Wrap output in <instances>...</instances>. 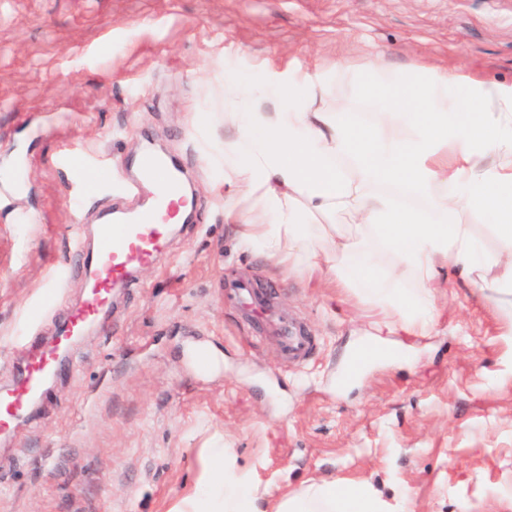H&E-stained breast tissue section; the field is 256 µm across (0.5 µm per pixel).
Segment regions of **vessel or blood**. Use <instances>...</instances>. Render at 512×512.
Wrapping results in <instances>:
<instances>
[{"label": "vessel or blood", "instance_id": "obj_1", "mask_svg": "<svg viewBox=\"0 0 512 512\" xmlns=\"http://www.w3.org/2000/svg\"><path fill=\"white\" fill-rule=\"evenodd\" d=\"M154 183L162 187L157 197L129 210H103L104 221L95 227L92 247L77 253L85 279L84 296L67 312L61 330L47 340L35 333L25 337L26 361L18 368L13 385L0 387V439L10 436L27 418L30 405L46 397L74 344L100 326L110 312L116 290L138 288L141 271L159 264L173 231L172 221L190 200L181 170L166 155L146 147L124 190L139 199L143 187ZM230 298L244 310L254 340L273 341L287 362L311 358L315 342L308 328L279 314L269 293L241 282L231 289Z\"/></svg>", "mask_w": 512, "mask_h": 512}]
</instances>
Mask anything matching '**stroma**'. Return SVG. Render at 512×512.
I'll return each mask as SVG.
<instances>
[{
    "instance_id": "obj_1",
    "label": "stroma",
    "mask_w": 512,
    "mask_h": 512,
    "mask_svg": "<svg viewBox=\"0 0 512 512\" xmlns=\"http://www.w3.org/2000/svg\"><path fill=\"white\" fill-rule=\"evenodd\" d=\"M345 61L356 112L366 64L424 63L512 85V0H0V384L27 328L80 302L70 250L102 167L144 145L177 158L199 221L122 295L105 330L0 448V512H169L215 435L273 492L367 485L392 512H512V321L490 284L442 269L436 324L344 382L368 311L317 275L283 278L224 221V70L303 73ZM29 215L16 223L15 211ZM276 286L317 339L303 365L250 338L225 292Z\"/></svg>"
}]
</instances>
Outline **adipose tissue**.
Wrapping results in <instances>:
<instances>
[{"instance_id": "1", "label": "adipose tissue", "mask_w": 512, "mask_h": 512, "mask_svg": "<svg viewBox=\"0 0 512 512\" xmlns=\"http://www.w3.org/2000/svg\"><path fill=\"white\" fill-rule=\"evenodd\" d=\"M371 121L353 112L339 85L348 68L241 81L224 72V207L241 243L283 276L327 272L384 312L377 332L423 336L434 327L428 289L439 268L493 275L501 313L512 319V85L418 66L411 81L370 64ZM467 86L461 112L449 91ZM333 100L324 112L317 101ZM491 219L499 248L474 224ZM171 512H388L371 488L307 480L276 495L215 442L192 492Z\"/></svg>"}]
</instances>
